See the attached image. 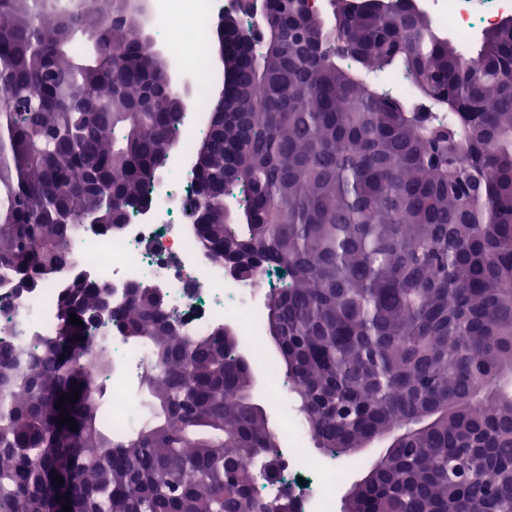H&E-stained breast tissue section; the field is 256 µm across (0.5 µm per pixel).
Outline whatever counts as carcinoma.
<instances>
[{
	"label": "carcinoma",
	"mask_w": 512,
	"mask_h": 512,
	"mask_svg": "<svg viewBox=\"0 0 512 512\" xmlns=\"http://www.w3.org/2000/svg\"><path fill=\"white\" fill-rule=\"evenodd\" d=\"M91 2L0 0V270L29 292L80 225L152 201L183 119L128 0ZM272 2L191 153L204 245L245 287L280 271L263 327L323 454L398 431L360 462L353 512H512V29L474 51L413 0ZM101 283L73 281L54 336L0 326V512H294L255 498L282 467L238 336L188 335L148 288L111 308L149 358L132 431L105 428Z\"/></svg>",
	"instance_id": "obj_1"
}]
</instances>
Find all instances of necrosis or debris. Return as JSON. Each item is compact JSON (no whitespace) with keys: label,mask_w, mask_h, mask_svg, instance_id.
<instances>
[{"label":"necrosis or debris","mask_w":512,"mask_h":512,"mask_svg":"<svg viewBox=\"0 0 512 512\" xmlns=\"http://www.w3.org/2000/svg\"><path fill=\"white\" fill-rule=\"evenodd\" d=\"M232 0H152V34L199 84H214L218 73L209 52L213 24ZM416 7L440 31L468 38L512 15V0H417ZM192 175L173 181L158 177L151 205L132 212L118 231L106 234L82 225L83 248L73 265L34 291L19 290L15 277L0 270V323L12 321L19 335L49 334L58 326V302L75 278L105 279L112 301L120 303L130 285L153 289L174 311L187 333L198 335L229 323L249 349L254 369L263 373L268 400L281 399L286 384L277 374L261 336V314L224 265L198 241L191 211ZM136 400L125 387V374L112 375V433L126 432ZM278 431L287 440L286 466L278 488L258 484L260 496L289 493L298 512H323L333 490L345 479L342 470L324 465L303 448L302 431L293 418H281Z\"/></svg>","instance_id":"necrosis-or-debris-1"}]
</instances>
